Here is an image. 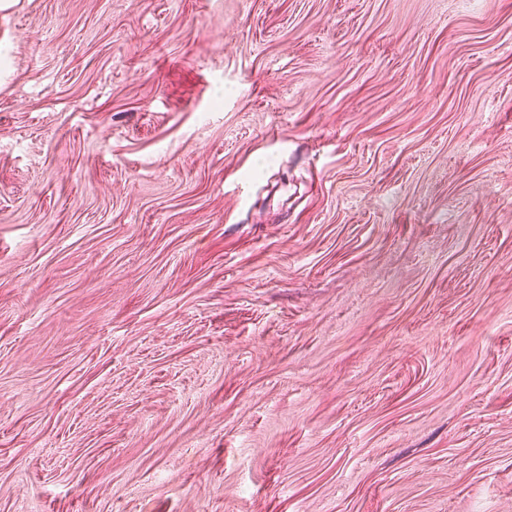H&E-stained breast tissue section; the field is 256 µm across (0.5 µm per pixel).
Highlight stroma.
<instances>
[{"label": "stroma", "instance_id": "obj_1", "mask_svg": "<svg viewBox=\"0 0 512 512\" xmlns=\"http://www.w3.org/2000/svg\"><path fill=\"white\" fill-rule=\"evenodd\" d=\"M0 512H512V0H0Z\"/></svg>", "mask_w": 512, "mask_h": 512}]
</instances>
